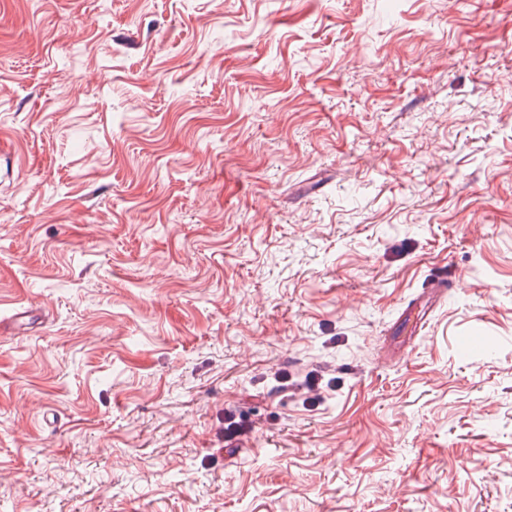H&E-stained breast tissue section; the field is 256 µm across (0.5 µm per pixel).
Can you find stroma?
Wrapping results in <instances>:
<instances>
[{
	"mask_svg": "<svg viewBox=\"0 0 512 512\" xmlns=\"http://www.w3.org/2000/svg\"><path fill=\"white\" fill-rule=\"evenodd\" d=\"M1 140L0 512H512V0H0Z\"/></svg>",
	"mask_w": 512,
	"mask_h": 512,
	"instance_id": "35a3bbf8",
	"label": "stroma"
}]
</instances>
